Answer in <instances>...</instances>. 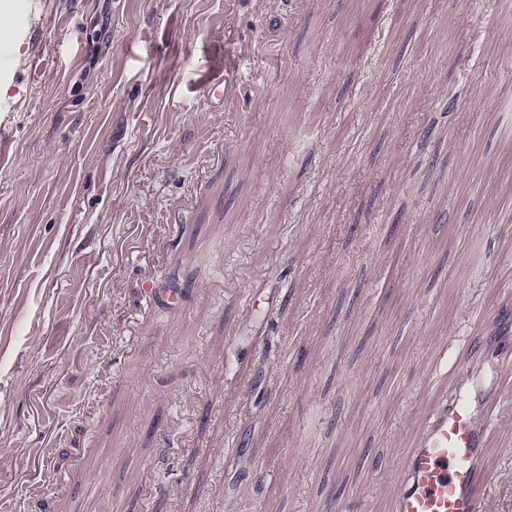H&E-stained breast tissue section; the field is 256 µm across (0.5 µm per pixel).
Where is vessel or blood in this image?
Returning a JSON list of instances; mask_svg holds the SVG:
<instances>
[{
	"label": "vessel or blood",
	"instance_id": "vessel-or-blood-1",
	"mask_svg": "<svg viewBox=\"0 0 512 512\" xmlns=\"http://www.w3.org/2000/svg\"><path fill=\"white\" fill-rule=\"evenodd\" d=\"M479 347L465 339L453 363L460 377L450 398L427 414L420 432L401 458L391 512H485L482 490L496 476L483 463L491 437L502 425L493 414H479L481 402L499 394L471 374Z\"/></svg>",
	"mask_w": 512,
	"mask_h": 512
}]
</instances>
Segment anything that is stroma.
Here are the masks:
<instances>
[{
  "mask_svg": "<svg viewBox=\"0 0 512 512\" xmlns=\"http://www.w3.org/2000/svg\"><path fill=\"white\" fill-rule=\"evenodd\" d=\"M1 10L0 506L388 512L456 337L512 332L495 0Z\"/></svg>",
  "mask_w": 512,
  "mask_h": 512,
  "instance_id": "35a3bbf8",
  "label": "stroma"
}]
</instances>
